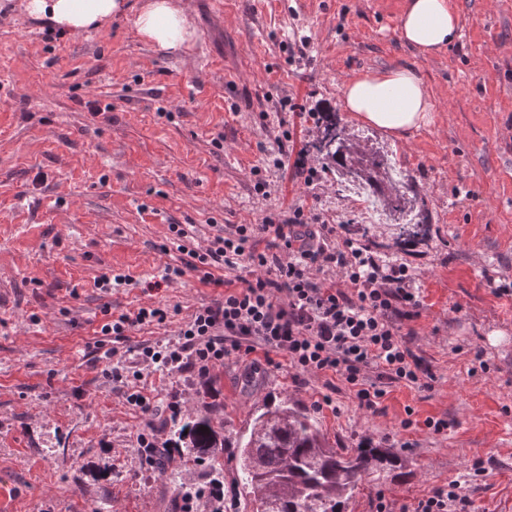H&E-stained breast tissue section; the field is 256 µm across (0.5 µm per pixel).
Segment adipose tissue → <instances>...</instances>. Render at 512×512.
<instances>
[{"label":"adipose tissue","instance_id":"adipose-tissue-1","mask_svg":"<svg viewBox=\"0 0 512 512\" xmlns=\"http://www.w3.org/2000/svg\"><path fill=\"white\" fill-rule=\"evenodd\" d=\"M20 12L45 19L73 33L101 28L125 13L127 0H18ZM188 0H144L133 24L137 34L154 48L182 50L192 37ZM459 15L451 0H404L399 34L421 58L453 44ZM343 107L361 123L393 139L430 126L434 103L421 72L413 66L360 71L343 88Z\"/></svg>","mask_w":512,"mask_h":512}]
</instances>
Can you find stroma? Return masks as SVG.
Listing matches in <instances>:
<instances>
[{"instance_id":"1","label":"stroma","mask_w":512,"mask_h":512,"mask_svg":"<svg viewBox=\"0 0 512 512\" xmlns=\"http://www.w3.org/2000/svg\"><path fill=\"white\" fill-rule=\"evenodd\" d=\"M404 0H190L189 48L163 52L132 16L83 33L61 31L0 0V512H176L178 486L150 472L135 447L147 417L105 373L102 354L140 369L156 405L182 394L183 417L225 423L223 457L171 470L206 485L224 474L226 512H251L232 448L264 404L305 410L330 443L393 448L406 476L363 482L347 512H373L377 494L413 512L459 481L476 512H512V0H453L460 36L422 59L398 32ZM416 63L434 123L395 141L345 112L357 71ZM335 113L367 148L399 160L416 185L413 208L366 222L326 171L307 189L281 149H309L316 116ZM314 208L414 267L424 304L412 349L429 364L424 386L389 388L377 412L349 390L317 408L324 377L293 381L284 357L259 373L226 358L202 383L168 375L140 345L176 340L181 324L220 291L162 251L173 224L205 245L219 224H258ZM429 224L405 251L399 227ZM130 282L101 293L103 270ZM167 309L160 324L100 337L106 315ZM412 419L403 427L404 419ZM447 422L436 432L428 421ZM483 472L474 475V464Z\"/></svg>"}]
</instances>
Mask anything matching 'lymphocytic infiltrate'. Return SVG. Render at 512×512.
I'll use <instances>...</instances> for the list:
<instances>
[{"label":"lymphocytic infiltrate","mask_w":512,"mask_h":512,"mask_svg":"<svg viewBox=\"0 0 512 512\" xmlns=\"http://www.w3.org/2000/svg\"><path fill=\"white\" fill-rule=\"evenodd\" d=\"M170 230L185 261L166 267L165 281L191 269L224 295L192 314L177 340L141 345L142 361L203 380L231 354L275 353L299 372L340 378L369 410L388 388L430 378L405 330L423 309L414 268L383 262L373 241L352 237L348 225L324 223L297 207L281 221L222 227L200 250L188 228ZM243 260L261 276L217 277L218 269H235ZM327 269L338 270L341 282L317 280ZM472 506L466 488L452 482L420 499L414 512H471Z\"/></svg>","instance_id":"1"}]
</instances>
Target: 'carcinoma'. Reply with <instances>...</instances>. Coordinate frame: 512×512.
Here are the masks:
<instances>
[{"mask_svg":"<svg viewBox=\"0 0 512 512\" xmlns=\"http://www.w3.org/2000/svg\"><path fill=\"white\" fill-rule=\"evenodd\" d=\"M312 148L336 171L372 183L389 210L401 207L408 196L416 198L413 179L399 186L387 182L386 164L362 149L332 112L316 127ZM203 426L207 430H201ZM170 435L186 442L197 460L224 452V440L211 417L181 420L172 425ZM235 448L237 483L249 497L252 512H347L364 479L381 481L405 468L391 448L331 446L312 417L282 404L258 414Z\"/></svg>","mask_w":512,"mask_h":512,"instance_id":"cac0c4a2","label":"carcinoma"}]
</instances>
